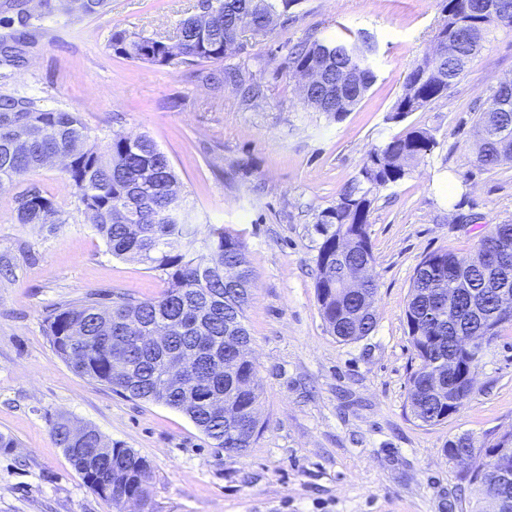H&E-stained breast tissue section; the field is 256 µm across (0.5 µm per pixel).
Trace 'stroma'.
<instances>
[{
  "instance_id": "stroma-1",
  "label": "stroma",
  "mask_w": 512,
  "mask_h": 512,
  "mask_svg": "<svg viewBox=\"0 0 512 512\" xmlns=\"http://www.w3.org/2000/svg\"><path fill=\"white\" fill-rule=\"evenodd\" d=\"M199 0H108L104 13L61 14L0 63V90L81 113L100 137L148 133L170 159L202 223L238 231L256 275L246 310L258 371L261 432L240 457L225 455L188 417L79 376L54 352L48 311L86 294L143 299L161 274L108 252L61 164L0 189V512H111L51 436L60 415L135 450L152 467L153 512H474L461 464L444 453L469 432L490 444L512 433V326H504L475 376V391L448 421L424 426L410 412L412 346L405 309L418 263L450 250L473 256L493 224L512 222V163L476 162L474 123L499 80L512 75V30L490 37L447 96L400 122L389 111L413 65L432 52L439 0H299L275 30L225 64L248 63L266 95L242 107L233 87L191 78L181 65L117 56L113 31L175 36ZM364 33L376 42V83L353 112L328 119L303 101L282 62L309 35ZM429 129L433 153L409 177L375 195L368 233L378 290L377 327L341 343L315 293L323 225L368 152L411 127ZM34 183L70 220L17 223L15 197Z\"/></svg>"
}]
</instances>
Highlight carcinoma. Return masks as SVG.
<instances>
[{
  "instance_id": "1",
  "label": "carcinoma",
  "mask_w": 512,
  "mask_h": 512,
  "mask_svg": "<svg viewBox=\"0 0 512 512\" xmlns=\"http://www.w3.org/2000/svg\"><path fill=\"white\" fill-rule=\"evenodd\" d=\"M208 10L180 22L176 36L165 39L132 37L112 32L110 47L127 59L156 66L184 64L198 67L205 83L233 84L248 106L264 96V88L245 65L222 69L203 68L205 62L224 60L229 47L249 31L265 37L277 19L296 0H205ZM36 14L44 20L60 10L70 13V0H38ZM441 24L434 57H424L407 74L390 120L400 122L410 113L443 98L480 54L490 34L512 29V0H441ZM13 6L0 12L2 40L18 45L26 31L15 28ZM376 44L364 35L350 42L316 36L287 56L283 68L300 74L314 70L321 82L309 88L304 100L310 108L339 120L361 102L376 75L369 64ZM350 83L336 97V81ZM479 146L476 156L482 170L512 162V75L502 78L492 104L479 113L474 124ZM438 142L430 130L412 127L371 149L357 176L339 193L336 204L323 209L317 223L333 224L325 234L316 261V298L330 335L343 343L358 341L376 330V318L367 312L362 296L338 291L336 274L326 265L336 258V236L353 240L351 263L374 261L368 234L374 192L395 185L411 173L412 164L433 152ZM67 158L65 173L83 209L93 219L95 232L115 257H132L159 271L167 284L154 298L134 299L124 294L103 304L94 294L80 303L55 307L46 318L47 336L58 356L77 374L109 385L133 398L161 403L189 417L197 428L229 457L244 454L260 433L256 410L259 400L256 367L238 357L236 346L251 339L245 324L255 275L246 260V243L239 233L222 224H201L194 207L177 189L173 166L157 143L145 133L117 135L103 140L79 112L53 108L42 99L0 91V188L13 184L45 166L49 158ZM19 224H67L69 216L36 185L16 197ZM489 246L507 251L512 264V223L494 224L480 240L477 252ZM499 267H472L471 260L450 251L426 255L412 279L405 317L413 349L410 361L409 406L414 419L426 426L448 420V402L434 393L429 379L432 362L448 365L456 354L457 331L448 330L443 317L425 316L428 302L443 296L457 309L458 331L475 336L499 337L511 318L496 317L484 328L467 318V299L456 294L460 279H471L483 288L486 306L497 305L495 282ZM83 327L72 342L70 331ZM206 337L208 355L194 366L195 387L185 390L155 384L162 352L196 346ZM218 389L224 410L216 411L199 393ZM238 416L239 426L224 427V412ZM71 421L60 417L51 427L57 446L82 448L69 459L95 494L118 507L136 501L141 512H152L149 463L131 448L104 440L91 429L81 443L73 441ZM475 487L486 512L489 497L503 496L502 512H512V486L505 489L490 470L482 478L464 473Z\"/></svg>"
}]
</instances>
